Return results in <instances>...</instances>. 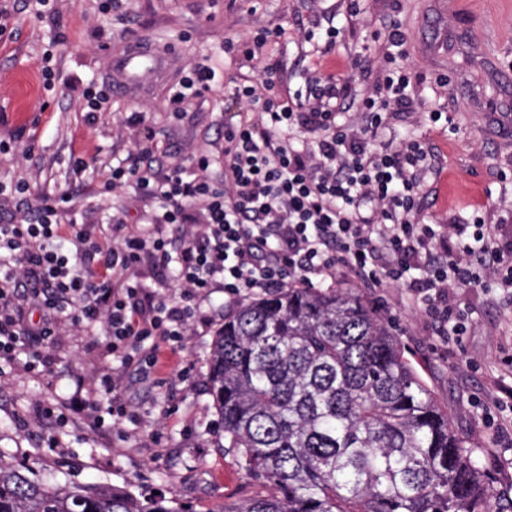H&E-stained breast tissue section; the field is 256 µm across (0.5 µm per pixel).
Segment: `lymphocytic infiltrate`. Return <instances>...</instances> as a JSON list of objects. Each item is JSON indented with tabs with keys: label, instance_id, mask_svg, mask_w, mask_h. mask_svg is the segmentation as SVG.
Instances as JSON below:
<instances>
[{
	"label": "lymphocytic infiltrate",
	"instance_id": "lymphocytic-infiltrate-1",
	"mask_svg": "<svg viewBox=\"0 0 512 512\" xmlns=\"http://www.w3.org/2000/svg\"><path fill=\"white\" fill-rule=\"evenodd\" d=\"M406 45L393 27L388 67L354 128L343 114L351 81L316 70L291 96L273 67L256 81L226 77L225 90L249 110L224 128L222 181L208 176L205 155L195 158L190 180L181 165L161 179L135 165L113 168V186L159 199L161 212L138 230L113 225L111 248L86 225L62 231L57 197L43 198L35 222L0 224V360L24 349L26 369L36 370L62 325L89 331L101 323L108 352L130 366L142 350L181 349L188 301L214 286L236 297L319 288L340 266L369 288L402 283L438 323L441 341L462 335L465 313L449 306V289L490 275L512 295V243H497L480 216L468 226L421 223L428 150L414 138L376 146L389 114L410 102ZM168 224L192 228L175 251L163 236ZM147 257L174 274L177 294L158 301L144 287ZM28 306L39 310L38 322L27 321Z\"/></svg>",
	"mask_w": 512,
	"mask_h": 512
}]
</instances>
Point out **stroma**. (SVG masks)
Masks as SVG:
<instances>
[{
	"instance_id": "35a3bbf8",
	"label": "stroma",
	"mask_w": 512,
	"mask_h": 512,
	"mask_svg": "<svg viewBox=\"0 0 512 512\" xmlns=\"http://www.w3.org/2000/svg\"><path fill=\"white\" fill-rule=\"evenodd\" d=\"M0 8L11 15L0 31V183L26 186L0 195V224L32 217L43 196L63 195L60 224L98 225L108 246L111 224L145 225L159 209L157 199L106 189L113 166L137 160L161 178L207 155L211 175L220 176L224 125L244 109L225 96L226 73L252 80L273 66L291 91L303 88L311 68L352 78L356 98L345 117L357 122L397 23L409 38L404 65L413 95L408 111L390 114L384 136L419 139L433 154L421 222L451 224L477 212L499 242L512 241V128L498 125L512 116V0H363L353 22L346 0H56L43 19L23 0H0ZM279 20L287 37L268 41L257 59L225 53V41L253 39ZM331 25L340 30L331 50L305 43V31ZM135 49L157 54L161 68L121 77L118 66ZM197 63L219 77L174 117L169 90ZM102 85L111 109L88 111L83 90ZM135 109L154 132L143 150L140 131L125 123ZM77 159L84 171H73ZM333 281L380 312L452 427L477 448L496 497H512V305L501 290L487 283L449 291L468 315L450 347L407 289L364 288L343 268ZM199 305L210 322L195 326L183 350L150 376L127 370L124 398L141 414L137 425L97 423L106 412L105 402L92 400L105 364L101 335L68 331L42 373L1 363L0 452L44 478L104 481L194 512L253 496L257 484L218 446L222 423L208 391L210 345L238 303L216 288ZM80 398L88 407L67 421L43 413Z\"/></svg>"
}]
</instances>
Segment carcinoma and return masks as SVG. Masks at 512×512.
<instances>
[{
  "instance_id": "cac0c4a2",
  "label": "carcinoma",
  "mask_w": 512,
  "mask_h": 512,
  "mask_svg": "<svg viewBox=\"0 0 512 512\" xmlns=\"http://www.w3.org/2000/svg\"><path fill=\"white\" fill-rule=\"evenodd\" d=\"M226 451L262 491L213 512H488L492 480L354 289L287 286L208 353ZM0 512H191L108 482L49 484L0 452Z\"/></svg>"
}]
</instances>
